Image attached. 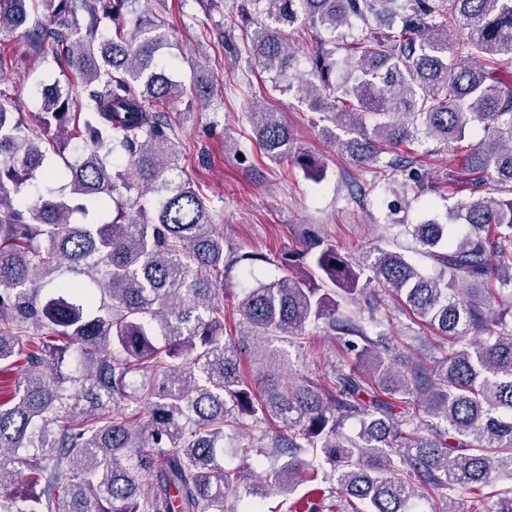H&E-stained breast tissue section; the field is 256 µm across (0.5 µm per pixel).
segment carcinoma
I'll return each mask as SVG.
<instances>
[{
    "mask_svg": "<svg viewBox=\"0 0 512 512\" xmlns=\"http://www.w3.org/2000/svg\"><path fill=\"white\" fill-rule=\"evenodd\" d=\"M29 2L0 0V31L23 28ZM157 2L51 0L35 43L63 52L84 97L45 89L35 128L0 104V372H23L0 386V486L31 484L0 512H237L231 493L262 512L256 480L290 497L325 466L335 485L289 512H413L431 492L442 512H462V494L470 512H512V487L483 493L512 474V0H242L255 65L358 166L395 171L430 141L475 142L448 177L468 198L410 231L437 274L379 248L350 257L310 224L282 258L305 268L231 294L229 268L249 277L271 259L224 255L209 200L181 179L162 108L184 87L161 61ZM300 19L332 35L306 70L288 44ZM191 95L211 101L214 78ZM248 117L269 160L325 177L280 113ZM80 118L85 146L58 170L49 153ZM46 168L60 186L26 202L22 185ZM109 204L111 220L74 223ZM382 291L445 337L441 356L397 354ZM229 299L237 336L224 335ZM310 328L344 342L323 379L294 376L273 347L302 346ZM244 427L276 449L273 465L224 467Z\"/></svg>",
    "mask_w": 512,
    "mask_h": 512,
    "instance_id": "obj_1",
    "label": "carcinoma"
}]
</instances>
